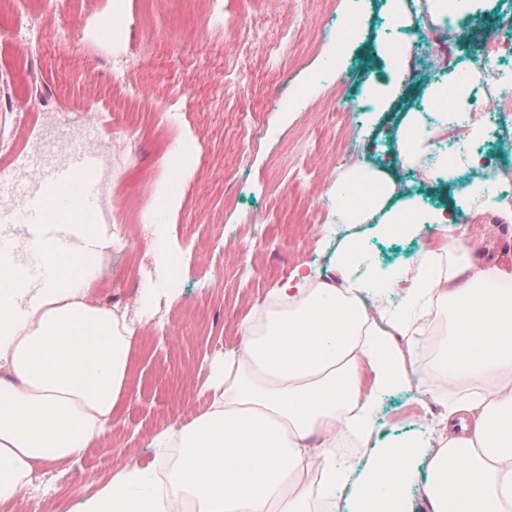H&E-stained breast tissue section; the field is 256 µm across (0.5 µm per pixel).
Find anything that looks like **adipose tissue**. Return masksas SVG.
Listing matches in <instances>:
<instances>
[{
	"instance_id": "1",
	"label": "adipose tissue",
	"mask_w": 512,
	"mask_h": 512,
	"mask_svg": "<svg viewBox=\"0 0 512 512\" xmlns=\"http://www.w3.org/2000/svg\"><path fill=\"white\" fill-rule=\"evenodd\" d=\"M390 186L355 167L336 184L346 223H361ZM44 203V227L0 225V503L24 498L37 467L85 455L128 397L135 334L90 298L112 238L76 204ZM74 223L67 249L54 227ZM455 218L416 200L387 213L388 237ZM339 282L294 271L240 326L242 343L216 368L209 410L159 439L163 476L117 469L84 512H408L417 489L429 512H512V270L481 264L449 236L410 266L367 262L344 240ZM451 313L437 358L414 359L423 325ZM417 383H472L430 430L377 449L359 477L337 450L366 446L387 392Z\"/></svg>"
}]
</instances>
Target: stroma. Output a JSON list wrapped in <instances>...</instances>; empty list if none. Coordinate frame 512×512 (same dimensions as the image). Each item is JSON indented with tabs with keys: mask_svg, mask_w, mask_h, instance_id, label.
<instances>
[{
	"mask_svg": "<svg viewBox=\"0 0 512 512\" xmlns=\"http://www.w3.org/2000/svg\"><path fill=\"white\" fill-rule=\"evenodd\" d=\"M0 27V74L19 66L36 98L0 93V127L26 147L37 126L13 124L16 112H56L82 120L112 154V180L92 208L100 224L129 225V254L113 280L96 281L92 300L126 312L136 325L129 398L117 428L80 460L41 473L50 490L44 512H80L114 470L150 468L162 457L157 435L208 394L214 365L239 348V326L296 267L326 274L336 240L357 234L373 264L413 262L421 247L440 249L448 234L422 226L417 239L384 237L379 217L340 224L331 202L337 175L365 161L395 184L388 206L411 197L427 210L458 214V231L478 258L512 267V226L495 211L473 209L457 189L470 169L446 173L431 162L405 165L398 133L407 113L423 110L448 71L420 61L395 72L388 52L420 33L428 11L408 9L392 22L391 0H8ZM512 0H479L453 49L467 61L491 37L512 39ZM352 17L359 31L342 61L336 30ZM36 19L17 40L13 24ZM400 82L401 93L375 113L352 110L367 84ZM308 96L311 107L289 108ZM262 126L248 141L242 119ZM179 249L183 273L131 279L153 255L155 236ZM257 248L256 273L239 282L240 242ZM223 276L207 287L215 270ZM455 391L415 400L387 393L374 412L371 448L394 438L428 439L432 409Z\"/></svg>",
	"mask_w": 512,
	"mask_h": 512,
	"instance_id": "1",
	"label": "stroma"
}]
</instances>
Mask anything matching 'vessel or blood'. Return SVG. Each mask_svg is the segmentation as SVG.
Here are the masks:
<instances>
[{
	"instance_id": "vessel-or-blood-1",
	"label": "vessel or blood",
	"mask_w": 512,
	"mask_h": 512,
	"mask_svg": "<svg viewBox=\"0 0 512 512\" xmlns=\"http://www.w3.org/2000/svg\"><path fill=\"white\" fill-rule=\"evenodd\" d=\"M97 159L84 153L73 154L68 162L40 173V180L57 194L60 207H67L72 201H81L91 205L96 194L93 176L96 172Z\"/></svg>"
}]
</instances>
